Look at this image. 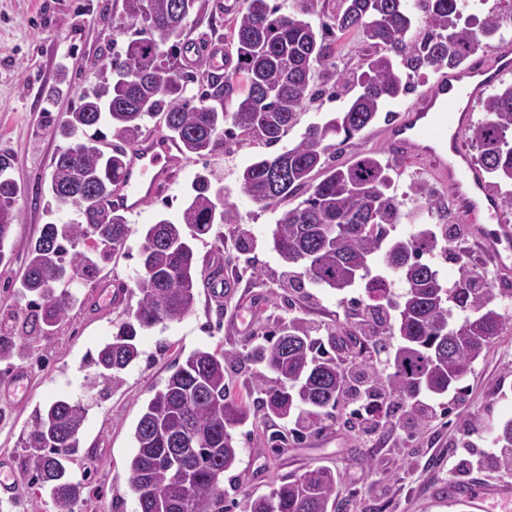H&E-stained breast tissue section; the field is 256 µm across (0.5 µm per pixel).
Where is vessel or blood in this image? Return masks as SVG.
Returning <instances> with one entry per match:
<instances>
[{
	"mask_svg": "<svg viewBox=\"0 0 512 512\" xmlns=\"http://www.w3.org/2000/svg\"><path fill=\"white\" fill-rule=\"evenodd\" d=\"M507 74H512L510 49L494 59L480 58L441 73L431 89L384 133L392 157L429 165L472 233L505 271L512 269V225L501 223L495 230H487L489 220L501 210V200L463 148L462 134L484 93ZM174 162L173 147L161 136L146 137L129 148L110 207L140 213L150 198L170 184ZM462 498L476 508L490 498L511 501L512 488L470 484L463 489Z\"/></svg>",
	"mask_w": 512,
	"mask_h": 512,
	"instance_id": "1",
	"label": "vessel or blood"
}]
</instances>
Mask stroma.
I'll use <instances>...</instances> for the list:
<instances>
[{
    "mask_svg": "<svg viewBox=\"0 0 512 512\" xmlns=\"http://www.w3.org/2000/svg\"><path fill=\"white\" fill-rule=\"evenodd\" d=\"M214 2L198 0L183 44L202 51L208 44L223 42L243 0H228L230 8L222 13L215 11ZM134 32L123 0H0V154L12 158L10 175L23 188L15 202L16 220L8 245L13 262L9 271L0 273V319L28 308L15 281L23 273L30 242L53 219L46 210L47 187L53 158L64 145L55 134L57 120L80 94L110 77L113 55L125 49ZM62 75L68 89L54 107H47L43 91ZM385 127V121H378L337 145L329 153L331 162L342 165L370 149L385 151ZM265 152L264 146L236 135L225 137L218 155L182 159L169 190L149 201L141 214L129 217L127 248L103 270L104 276L127 284L124 302L109 312L94 313L88 303L97 284H83L67 318L28 357L0 364V378L14 369L30 372L24 399L13 404L0 399V457L22 463L21 438L32 425L36 406L60 396L82 400L87 406L82 449L70 466L73 477L85 485L75 512H137L127 468L134 450L133 431L153 388L163 385L176 358L198 348L244 351L247 338L265 336L288 317L302 319L325 335L355 331V310L365 296V281L357 280L339 292L313 283L303 266L286 267L271 244L273 208L255 203L241 189L240 171ZM388 164L396 193L404 198V217L392 226L390 238L462 223L455 207L446 203L447 189L424 165L393 157ZM206 171L215 173L224 188V201L238 221L214 225L209 234L194 240L199 278L192 311L181 320L141 330L140 359L126 370L120 386L99 393L88 385L93 373L88 359L135 311L141 298L131 285L141 234L160 218L180 221L196 176ZM415 181L426 183L441 207L428 208L411 196L409 187ZM461 253L491 288H512V273L502 274L473 236L459 244L440 242L429 256L446 286L460 278L457 256ZM216 269L226 284L220 305L208 293ZM462 385V393L447 395L450 413L417 430L409 441L400 431L362 437L338 411L323 417L321 429L300 439L290 437V423L261 415L249 419L234 432L241 455L236 469L224 476L225 505L229 512H243L248 497L267 492L273 480L323 467L339 481L336 512H473L443 503L449 484H512V470L465 465L464 455L449 457L448 446L469 440L482 451H493L492 427L512 418V320L473 364ZM276 431L286 438L274 448L268 437ZM91 448L98 449V456L88 457ZM0 512H55V508L49 493L23 473L14 498L0 500Z\"/></svg>",
    "mask_w": 512,
    "mask_h": 512,
    "instance_id": "obj_1",
    "label": "stroma"
}]
</instances>
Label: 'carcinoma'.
I'll return each mask as SVG.
<instances>
[{
	"mask_svg": "<svg viewBox=\"0 0 512 512\" xmlns=\"http://www.w3.org/2000/svg\"><path fill=\"white\" fill-rule=\"evenodd\" d=\"M478 0H292L279 13L269 0H243L230 41L236 55L233 72L197 80L169 62L180 44L197 0H124L137 25L124 58L112 59V81L83 94L65 113L58 134L68 146L53 160L47 209H67L74 217L48 222L28 250L20 280L31 297L23 315H12L0 333V361L22 359L33 342L49 334L77 301L73 288L96 278L105 263L123 251L129 237L127 217L104 202L121 175L125 147L147 132V122L163 121L183 155L203 157L224 146V124L263 145H276L295 126L307 104L328 85L352 94L345 109L326 122L309 124L301 140L273 156H258L240 173L244 192L264 207H277L303 190L294 207L281 210L272 231L273 249L290 265H305L317 284L341 291L383 254L384 265L403 284L396 295L383 278L367 287L366 309L380 313L382 302L398 317L378 319L372 345L384 392L403 403L417 395L461 391L459 384L482 353L501 336L507 317L490 306L492 289L465 282L445 286L423 257L439 244L422 229L406 239L386 242L389 226L401 223L402 201L395 194L389 166L380 152L331 166L329 139H348L367 128L387 107L411 91V74L435 73L465 62L485 40L500 35L512 18V0L484 17ZM322 17L314 27L309 17ZM358 34L360 63L338 69V42ZM239 93L235 112L224 100ZM485 118L468 127L478 148L480 167L504 188L512 207V82H500L478 103ZM112 130L108 143L100 127ZM10 158L0 155V267L9 266L5 243L11 236L19 186L8 174ZM224 206V187L213 188L200 174L183 210V223L160 219L148 225L139 246L134 276L141 293L136 310L117 328L96 356L92 380L109 385L122 380L138 360V331L190 313L197 297L195 252L183 226L195 235L215 224H236ZM397 338V343L390 342ZM245 357L261 366L252 393L269 417L305 416L319 421L337 409L347 384L331 350L333 334H310L297 318L271 335L246 343ZM238 354L196 349L155 389L137 422L129 481L138 512H226L224 473L234 469L240 448L232 430L251 417V409L226 377V364ZM87 409L69 397L35 409L25 439L26 472L47 489L56 512H73L85 485L71 477L69 463L79 452ZM504 455L495 460L512 469V420L496 429ZM337 480L323 467L298 477L273 481L267 493L250 499L247 512H335Z\"/></svg>",
	"mask_w": 512,
	"mask_h": 512,
	"instance_id": "obj_1",
	"label": "carcinoma"
}]
</instances>
